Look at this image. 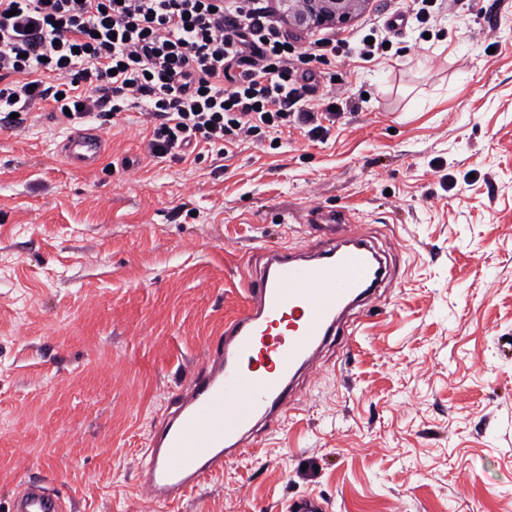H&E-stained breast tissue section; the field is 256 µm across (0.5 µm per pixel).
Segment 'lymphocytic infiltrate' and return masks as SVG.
<instances>
[{"instance_id": "f902f5d3", "label": "lymphocytic infiltrate", "mask_w": 512, "mask_h": 512, "mask_svg": "<svg viewBox=\"0 0 512 512\" xmlns=\"http://www.w3.org/2000/svg\"><path fill=\"white\" fill-rule=\"evenodd\" d=\"M298 41L270 0H0V114L136 110L155 121L158 157L286 126L316 139L341 116L335 99L310 103L316 65L349 49L373 58L384 42Z\"/></svg>"}]
</instances>
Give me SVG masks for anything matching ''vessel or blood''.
Returning a JSON list of instances; mask_svg holds the SVG:
<instances>
[{
  "label": "vessel or blood",
  "mask_w": 512,
  "mask_h": 512,
  "mask_svg": "<svg viewBox=\"0 0 512 512\" xmlns=\"http://www.w3.org/2000/svg\"><path fill=\"white\" fill-rule=\"evenodd\" d=\"M106 150L96 127L75 131L58 154L89 171ZM309 243L269 249L246 283L247 303L224 322L215 348L175 397L176 408L141 456L140 488L151 500L173 502L224 462L248 452L256 419L274 423L296 410V380L312 375L316 356L338 341L350 346L359 325L347 313L369 302L388 276L371 242L349 218L313 224ZM11 512H65L43 480L15 491Z\"/></svg>",
  "instance_id": "obj_1"
}]
</instances>
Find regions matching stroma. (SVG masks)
I'll use <instances>...</instances> for the list:
<instances>
[{
    "label": "stroma",
    "mask_w": 512,
    "mask_h": 512,
    "mask_svg": "<svg viewBox=\"0 0 512 512\" xmlns=\"http://www.w3.org/2000/svg\"><path fill=\"white\" fill-rule=\"evenodd\" d=\"M399 0H357L337 37ZM359 99L322 139L282 131L152 156L138 112L0 122V512L43 476L73 512H512V0H458L382 54L322 65ZM100 126L91 171L61 162ZM344 213L393 279L349 350L326 348L298 410L173 503L140 458L265 249ZM106 150V138L97 127L82 129L61 142L58 155L73 169L90 171L98 165Z\"/></svg>",
    "instance_id": "35a3bbf8"
}]
</instances>
